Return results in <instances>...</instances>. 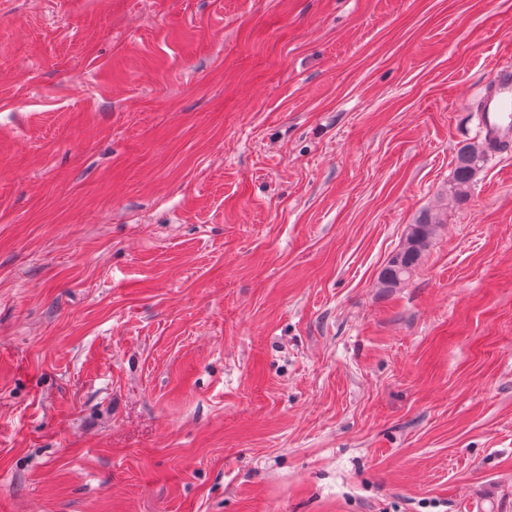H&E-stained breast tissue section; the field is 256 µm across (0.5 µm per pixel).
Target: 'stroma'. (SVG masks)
<instances>
[{"mask_svg":"<svg viewBox=\"0 0 512 512\" xmlns=\"http://www.w3.org/2000/svg\"><path fill=\"white\" fill-rule=\"evenodd\" d=\"M507 59L512 0H0V512H512V151L448 201ZM443 224L445 222L441 213L432 211L422 213L414 224H409L402 246L388 259L379 273L380 288L392 290L406 283L421 265Z\"/></svg>","mask_w":512,"mask_h":512,"instance_id":"1","label":"stroma"}]
</instances>
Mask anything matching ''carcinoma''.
Masks as SVG:
<instances>
[{
	"instance_id": "carcinoma-1",
	"label": "carcinoma",
	"mask_w": 512,
	"mask_h": 512,
	"mask_svg": "<svg viewBox=\"0 0 512 512\" xmlns=\"http://www.w3.org/2000/svg\"><path fill=\"white\" fill-rule=\"evenodd\" d=\"M487 153L488 148L483 144L467 145L459 150L453 180L448 187V194L454 201L461 203L467 200L474 178ZM443 224L441 213L426 211L415 223L409 225L402 246L388 259L379 273L380 287L392 290L403 286L421 265Z\"/></svg>"
}]
</instances>
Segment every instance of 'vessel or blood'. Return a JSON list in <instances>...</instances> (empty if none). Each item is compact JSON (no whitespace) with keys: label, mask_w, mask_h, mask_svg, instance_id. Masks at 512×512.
I'll use <instances>...</instances> for the list:
<instances>
[{"label":"vessel or blood","mask_w":512,"mask_h":512,"mask_svg":"<svg viewBox=\"0 0 512 512\" xmlns=\"http://www.w3.org/2000/svg\"><path fill=\"white\" fill-rule=\"evenodd\" d=\"M481 111L486 139L498 149L512 146V62L494 69Z\"/></svg>","instance_id":"obj_1"}]
</instances>
